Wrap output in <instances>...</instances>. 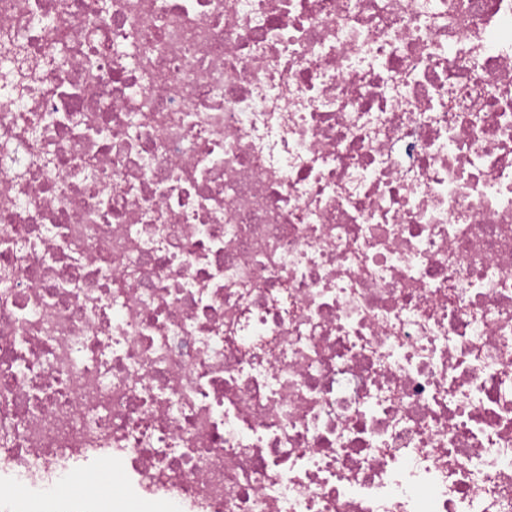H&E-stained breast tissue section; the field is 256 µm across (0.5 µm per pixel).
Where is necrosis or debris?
I'll list each match as a JSON object with an SVG mask.
<instances>
[{
  "label": "necrosis or debris",
  "instance_id": "1",
  "mask_svg": "<svg viewBox=\"0 0 512 512\" xmlns=\"http://www.w3.org/2000/svg\"><path fill=\"white\" fill-rule=\"evenodd\" d=\"M36 498L512 512V0H0V512Z\"/></svg>",
  "mask_w": 512,
  "mask_h": 512
}]
</instances>
